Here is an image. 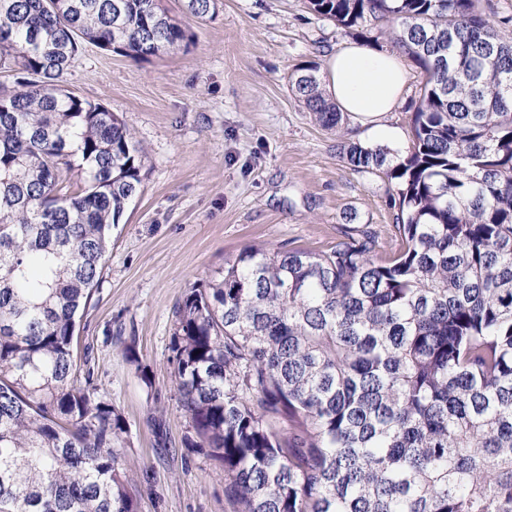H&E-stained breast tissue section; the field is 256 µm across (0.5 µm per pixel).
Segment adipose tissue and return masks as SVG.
<instances>
[{
  "instance_id": "1",
  "label": "adipose tissue",
  "mask_w": 512,
  "mask_h": 512,
  "mask_svg": "<svg viewBox=\"0 0 512 512\" xmlns=\"http://www.w3.org/2000/svg\"><path fill=\"white\" fill-rule=\"evenodd\" d=\"M407 82L408 72L397 52L357 41L335 48L322 70L323 89L339 111L360 119L377 139L389 143L398 142L400 134L381 124L380 118L398 107Z\"/></svg>"
}]
</instances>
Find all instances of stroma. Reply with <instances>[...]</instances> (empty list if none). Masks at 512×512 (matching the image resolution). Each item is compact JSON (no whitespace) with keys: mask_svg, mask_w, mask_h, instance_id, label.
<instances>
[{"mask_svg":"<svg viewBox=\"0 0 512 512\" xmlns=\"http://www.w3.org/2000/svg\"><path fill=\"white\" fill-rule=\"evenodd\" d=\"M159 5L186 33L179 47L135 61L88 44L67 83L117 113L147 153L78 346L90 351L98 396L124 421L119 468L140 512H234L223 464L185 445L193 430L169 363L177 304L252 244L321 252L353 228L375 234L379 259L392 258L394 209L387 181L339 157L340 142L361 139L356 119L325 129L288 86L352 33L304 0H220L205 21L182 0ZM405 65L404 99L384 118L401 132L403 155L423 79L413 59Z\"/></svg>","mask_w":512,"mask_h":512,"instance_id":"35a3bbf8","label":"stroma"}]
</instances>
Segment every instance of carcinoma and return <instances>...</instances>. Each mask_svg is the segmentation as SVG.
<instances>
[{
    "label": "carcinoma",
    "instance_id": "carcinoma-1",
    "mask_svg": "<svg viewBox=\"0 0 512 512\" xmlns=\"http://www.w3.org/2000/svg\"><path fill=\"white\" fill-rule=\"evenodd\" d=\"M307 5L389 24L424 73L410 154L339 146L395 185L401 248L253 245L189 288L170 358L186 444L223 462L237 512H512V36L479 0ZM184 37L158 0H0V512H139L123 419L75 345L146 156L66 84L85 43L145 59ZM321 84L314 64L290 81L333 129Z\"/></svg>",
    "mask_w": 512,
    "mask_h": 512
}]
</instances>
